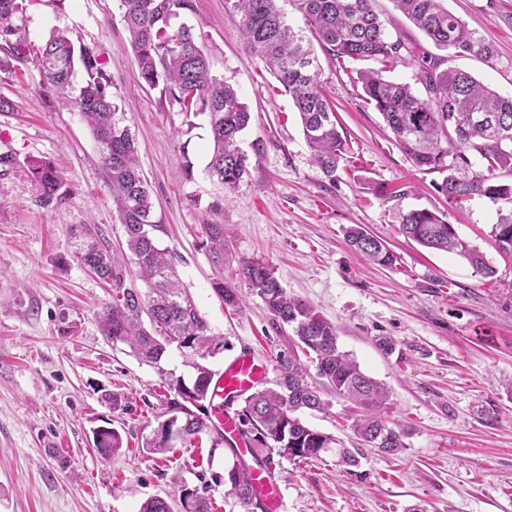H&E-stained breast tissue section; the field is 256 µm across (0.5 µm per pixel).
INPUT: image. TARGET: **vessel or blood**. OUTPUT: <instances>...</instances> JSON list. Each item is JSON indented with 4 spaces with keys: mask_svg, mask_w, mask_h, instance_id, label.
Masks as SVG:
<instances>
[{
    "mask_svg": "<svg viewBox=\"0 0 512 512\" xmlns=\"http://www.w3.org/2000/svg\"><path fill=\"white\" fill-rule=\"evenodd\" d=\"M266 373L265 366L255 363L251 356L244 354L234 358L214 380L213 386L224 400L222 406L216 407L214 417L218 423L223 424L226 435L231 439H238L239 428L235 415L227 411V404L233 403L237 396L261 382ZM251 478L267 512H285L283 496L271 474L257 470Z\"/></svg>",
    "mask_w": 512,
    "mask_h": 512,
    "instance_id": "b4317fda",
    "label": "vessel or blood"
}]
</instances>
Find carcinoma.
<instances>
[{"mask_svg": "<svg viewBox=\"0 0 512 512\" xmlns=\"http://www.w3.org/2000/svg\"><path fill=\"white\" fill-rule=\"evenodd\" d=\"M230 2L241 15L246 50L291 97L313 163L324 176L336 177L347 143L337 129L334 103L321 81L315 43L331 61L356 73L366 103L382 115L394 142L415 166L443 175L437 190L450 207L475 198L498 205L491 234L501 251L512 252V183L497 180L499 170L512 174V97L501 96L472 75L447 66V58L429 54L417 43L392 38L375 11L374 0H288L302 14L303 29L288 22L280 0ZM392 2L437 48L487 61L495 56L494 47L449 12L444 0ZM121 5L137 62L136 79L150 87L163 85L164 95L185 114L207 116L211 139L207 170L224 188L235 189L247 174L248 157L240 147V133L249 123L250 112L237 90L213 72L202 34L193 26H171L180 13L193 11V0H121ZM23 10V0H0V48L7 53L0 59V68L9 66L12 59L34 56L43 85L77 105L97 143L124 229L128 263L145 291L125 286L128 267L120 266L98 242L88 244L80 260L99 279L112 282V303L106 305L99 321L112 345H126L139 360L155 366L171 346L191 355L194 377L187 381L172 375L166 381L167 389L177 396L170 413L179 417V440L210 433L213 447H224L232 457L224 480L243 512H265L251 474L256 467L270 468L275 454L294 462L334 456L343 471L362 476L355 471L359 449L345 447L302 418L307 410L324 408L323 388L364 410L353 430L366 446L387 454L404 448L403 432L384 419L388 390L339 349L336 328L313 305L290 296L271 266L255 259L240 260L238 275L263 300L273 323L291 330L294 349L278 357L274 387L255 390L243 399L238 414L240 434L249 444L254 464L247 463L224 432L211 424L209 412L199 407L213 405L216 372L204 360L224 347V342L184 287L177 270L178 254L160 244L167 227L156 218L136 140L117 118L106 61L89 45L74 46L63 31L54 33L40 49L31 50L25 26L15 22ZM407 58L419 64L422 95L410 84L384 76ZM369 61L379 69L363 68ZM78 71L83 79L77 87L74 76ZM471 153L485 170H472ZM29 168L40 205H57L65 199L63 177L53 162L32 159ZM204 228L210 252L217 260L224 259V225L206 224ZM400 230L425 248L458 255L486 277L496 273L479 249L458 236L445 213L410 210L402 216ZM346 241L376 264L388 266L396 261L385 242L359 224L347 228ZM213 289L229 307L242 302L238 288L222 279L214 281ZM303 356L315 366L319 385L309 381ZM123 445L118 431L105 430L95 448L110 458ZM143 448L150 454H165L171 443L165 432L155 430L145 438ZM178 501L184 512H210L208 499L196 489L182 487Z\"/></svg>", "mask_w": 512, "mask_h": 512, "instance_id": "obj_1", "label": "carcinoma"}]
</instances>
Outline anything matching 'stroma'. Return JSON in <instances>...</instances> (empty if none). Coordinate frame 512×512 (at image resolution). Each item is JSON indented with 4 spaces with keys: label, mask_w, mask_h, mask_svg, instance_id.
Listing matches in <instances>:
<instances>
[{
    "label": "stroma",
    "mask_w": 512,
    "mask_h": 512,
    "mask_svg": "<svg viewBox=\"0 0 512 512\" xmlns=\"http://www.w3.org/2000/svg\"><path fill=\"white\" fill-rule=\"evenodd\" d=\"M184 22L200 28L215 74L232 84L251 112L240 135L248 174L224 189L206 170V116L186 118L161 88L139 84L120 0H31L30 44L55 31L95 45L107 62L119 111L135 135L156 215L179 257V274L224 347L216 372L243 352L275 369L293 346L262 299L238 277L241 258L269 264L292 296L312 304L337 329L338 345L390 392L389 421L404 448L390 456L362 450L367 480L334 460L274 459L287 512H512V254L489 236L497 207L474 199L449 210L436 189L442 176L420 171L392 142L381 114L363 100L354 73L322 62L347 151L335 180L313 164L288 95L241 38L228 0H193ZM450 12L492 44L493 62L450 56L499 94L512 96V0H446ZM0 512H139L154 496L203 490L213 512H242L224 476L231 465L210 435L164 455L141 442L167 416L164 375L192 377L169 350L159 367L102 336L98 317L112 287L92 275L78 251L88 239L119 252L124 230L98 161L97 144L75 104L42 85L36 65L0 71ZM33 158L61 165L65 200L40 206ZM192 173H185V165ZM444 211L457 234L496 269L478 274L460 257L403 236L412 209ZM224 227L223 263L205 245V225ZM363 225L396 254L381 266L354 253L345 230ZM235 284L238 308L224 305L215 280ZM393 342L383 351L379 338ZM121 396L113 409L105 394ZM307 425L359 446L353 405L325 392ZM118 430L121 453L104 458L93 429Z\"/></svg>",
    "instance_id": "35a3bbf8"
}]
</instances>
